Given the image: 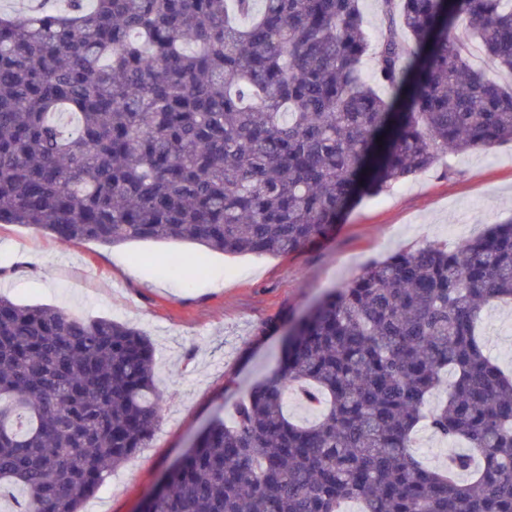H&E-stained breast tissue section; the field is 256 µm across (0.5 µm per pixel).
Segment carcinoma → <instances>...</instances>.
<instances>
[{"mask_svg": "<svg viewBox=\"0 0 512 512\" xmlns=\"http://www.w3.org/2000/svg\"><path fill=\"white\" fill-rule=\"evenodd\" d=\"M379 2L373 38L360 0L0 13V224L285 255L440 152L512 142V86L468 44L512 73V0ZM494 300L512 301V217L367 264L292 324L231 424L218 406L144 512H512V376L478 329ZM293 386L318 422L288 417ZM161 402L138 330L0 295V491L18 512H80L147 446ZM422 422L469 452L426 465Z\"/></svg>", "mask_w": 512, "mask_h": 512, "instance_id": "carcinoma-1", "label": "carcinoma"}]
</instances>
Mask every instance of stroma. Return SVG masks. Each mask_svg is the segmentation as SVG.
Returning a JSON list of instances; mask_svg holds the SVG:
<instances>
[{"instance_id": "35a3bbf8", "label": "stroma", "mask_w": 512, "mask_h": 512, "mask_svg": "<svg viewBox=\"0 0 512 512\" xmlns=\"http://www.w3.org/2000/svg\"><path fill=\"white\" fill-rule=\"evenodd\" d=\"M512 216V142L443 156L426 171L355 204L335 232L282 256L224 255L178 241L63 243L0 225V291L70 316L111 318L152 342L165 399L155 435L114 470L83 512H139L145 492L218 405L232 407L275 366L291 319L369 261L431 242L475 238ZM204 270L171 273L170 254ZM488 352L512 347V305L482 311Z\"/></svg>"}]
</instances>
